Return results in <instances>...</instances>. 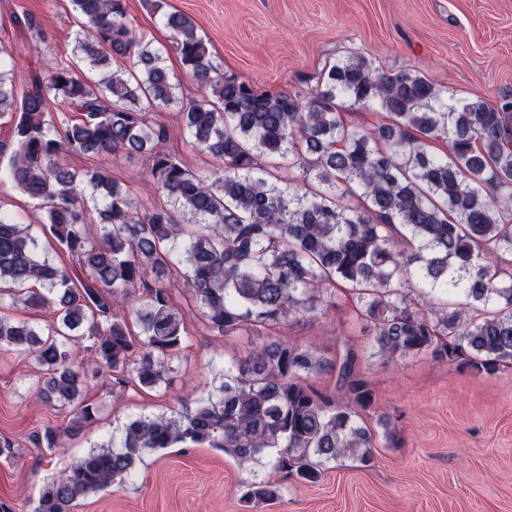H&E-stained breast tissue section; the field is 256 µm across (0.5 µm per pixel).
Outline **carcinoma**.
<instances>
[{"instance_id": "carcinoma-1", "label": "carcinoma", "mask_w": 512, "mask_h": 512, "mask_svg": "<svg viewBox=\"0 0 512 512\" xmlns=\"http://www.w3.org/2000/svg\"><path fill=\"white\" fill-rule=\"evenodd\" d=\"M83 36L74 52L95 81L57 62L29 77L21 97L0 69V118L13 150L7 176L39 204V226L71 265L39 257L32 225L0 213V303L43 309L36 328L0 315V347L33 357L35 395L71 415L32 437L49 452L92 423L88 379L112 372V401L154 389L187 347L171 283L183 282L216 337L268 336L334 305L345 286L391 355L427 354L476 373L512 366V104L444 100L428 77L374 67L362 53L322 69L306 94L217 76L204 39L183 13L150 0L198 94H176L162 52L124 21L123 0H70ZM135 60L126 70L112 63ZM377 103L388 121L350 124L337 99ZM54 100L81 118L62 117ZM179 106L189 144L224 160L207 174L160 149L164 126L148 113ZM142 154L163 202L139 208L105 168L80 172L72 156ZM299 169L294 179L281 169ZM102 194L92 224L85 188ZM355 197L358 206L345 204ZM420 290L413 298L406 288ZM436 294L453 306L419 302ZM138 328L132 334L131 325ZM90 350L97 370L80 366ZM337 372L336 396L308 380ZM374 404L352 349L327 357L265 342L224 369L216 390L171 414L125 424L112 448L76 458L46 484L33 512H72L91 493L120 486L145 450L206 443L241 463L315 483L322 466L371 460L375 434L359 423ZM281 486L252 483L249 503Z\"/></svg>"}]
</instances>
